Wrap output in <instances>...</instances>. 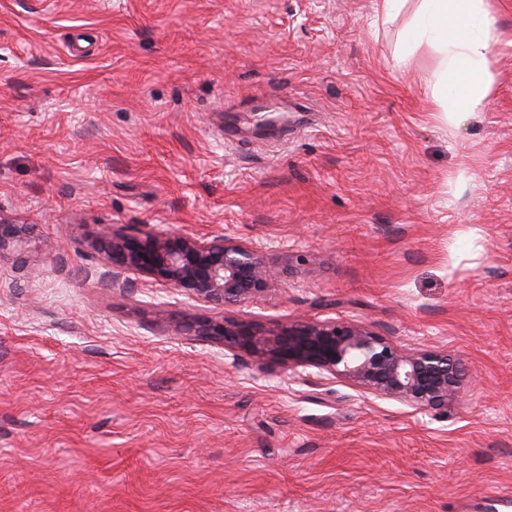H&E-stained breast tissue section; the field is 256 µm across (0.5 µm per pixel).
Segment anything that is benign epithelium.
<instances>
[{"instance_id":"1","label":"benign epithelium","mask_w":512,"mask_h":512,"mask_svg":"<svg viewBox=\"0 0 512 512\" xmlns=\"http://www.w3.org/2000/svg\"><path fill=\"white\" fill-rule=\"evenodd\" d=\"M27 234L24 224H0V258L25 250ZM93 247L103 280L114 287L131 271L216 307L253 301L279 275L260 251L226 236L200 241L165 231L114 232ZM194 333L238 354L270 359L294 379L314 368L415 410L457 400L465 376L460 359L400 347L363 323L296 320L265 329L247 320L208 319L196 322Z\"/></svg>"}]
</instances>
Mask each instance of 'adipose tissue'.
<instances>
[{
	"mask_svg": "<svg viewBox=\"0 0 512 512\" xmlns=\"http://www.w3.org/2000/svg\"><path fill=\"white\" fill-rule=\"evenodd\" d=\"M495 40L496 18L487 0H420L398 36V61L407 64L414 49L428 43L440 56L433 88L440 111L480 112L493 89Z\"/></svg>",
	"mask_w": 512,
	"mask_h": 512,
	"instance_id": "adipose-tissue-1",
	"label": "adipose tissue"
}]
</instances>
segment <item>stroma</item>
I'll return each instance as SVG.
<instances>
[{"label":"stroma","instance_id":"35a3bbf8","mask_svg":"<svg viewBox=\"0 0 512 512\" xmlns=\"http://www.w3.org/2000/svg\"><path fill=\"white\" fill-rule=\"evenodd\" d=\"M495 91L446 118L419 0H0V512H490L512 497V0ZM280 114L273 127L261 124ZM227 236L279 268L214 308L102 286L111 231ZM337 319L460 358L416 411L287 378L202 319ZM25 224H0V259L5 252L24 251L29 245Z\"/></svg>","mask_w":512,"mask_h":512}]
</instances>
